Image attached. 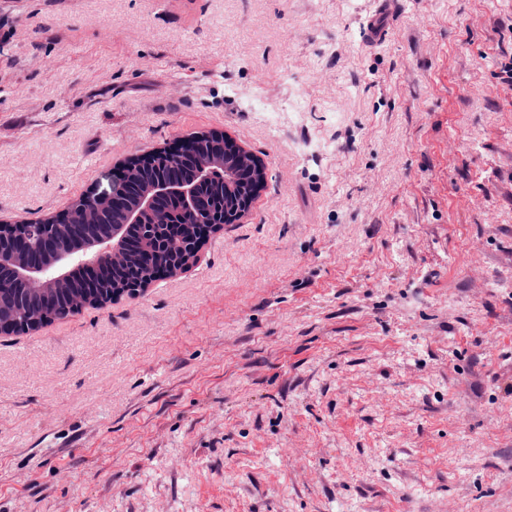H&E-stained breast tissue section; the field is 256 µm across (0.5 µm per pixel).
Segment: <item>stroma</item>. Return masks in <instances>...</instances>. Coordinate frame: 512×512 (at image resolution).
I'll return each instance as SVG.
<instances>
[{"instance_id":"1","label":"stroma","mask_w":512,"mask_h":512,"mask_svg":"<svg viewBox=\"0 0 512 512\" xmlns=\"http://www.w3.org/2000/svg\"><path fill=\"white\" fill-rule=\"evenodd\" d=\"M3 32L0 221L196 131L267 181L185 271L0 335V512H512V0H0Z\"/></svg>"}]
</instances>
